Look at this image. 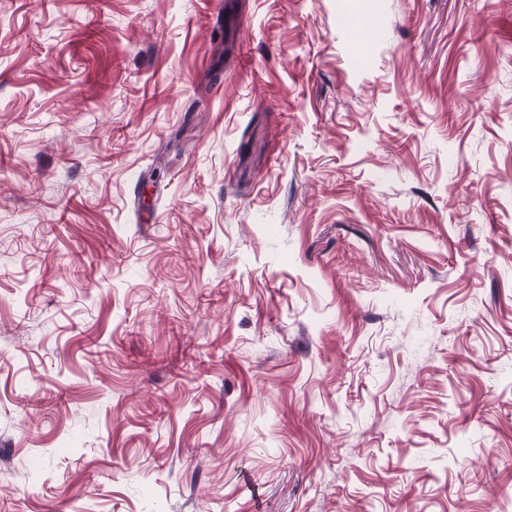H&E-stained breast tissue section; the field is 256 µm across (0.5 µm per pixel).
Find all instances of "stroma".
<instances>
[{"mask_svg": "<svg viewBox=\"0 0 512 512\" xmlns=\"http://www.w3.org/2000/svg\"><path fill=\"white\" fill-rule=\"evenodd\" d=\"M0 512H512V0H0Z\"/></svg>", "mask_w": 512, "mask_h": 512, "instance_id": "stroma-1", "label": "stroma"}]
</instances>
